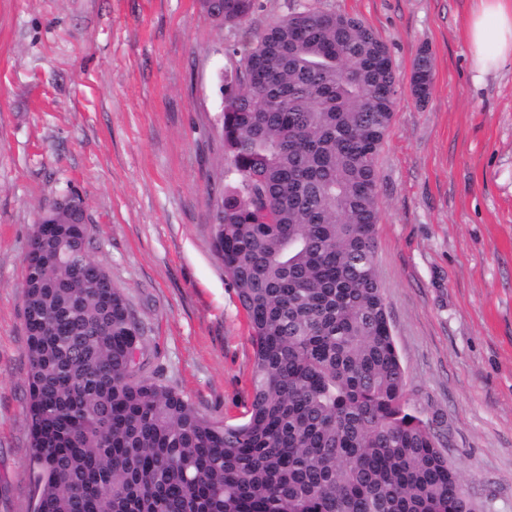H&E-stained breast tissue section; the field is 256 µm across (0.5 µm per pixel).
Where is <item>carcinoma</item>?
<instances>
[{
    "label": "carcinoma",
    "mask_w": 512,
    "mask_h": 512,
    "mask_svg": "<svg viewBox=\"0 0 512 512\" xmlns=\"http://www.w3.org/2000/svg\"><path fill=\"white\" fill-rule=\"evenodd\" d=\"M201 3L227 26L255 7ZM234 53L214 249L255 352L246 419L207 418L147 374L92 225L53 211L22 294L37 512H472L409 406L374 264L396 85L386 43L356 17L306 9ZM433 84L423 48L411 94L425 103Z\"/></svg>",
    "instance_id": "obj_1"
}]
</instances>
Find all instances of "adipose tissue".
<instances>
[{
  "label": "adipose tissue",
  "instance_id": "adipose-tissue-1",
  "mask_svg": "<svg viewBox=\"0 0 512 512\" xmlns=\"http://www.w3.org/2000/svg\"><path fill=\"white\" fill-rule=\"evenodd\" d=\"M476 80L512 60V0H478L467 27Z\"/></svg>",
  "mask_w": 512,
  "mask_h": 512
}]
</instances>
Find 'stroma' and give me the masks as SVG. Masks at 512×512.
<instances>
[{"label":"stroma","instance_id":"1","mask_svg":"<svg viewBox=\"0 0 512 512\" xmlns=\"http://www.w3.org/2000/svg\"><path fill=\"white\" fill-rule=\"evenodd\" d=\"M477 0H257L240 27L200 0H0V512H31L23 283L36 220L84 198L93 255L143 328L146 369L242 421L254 369L213 248L224 76L288 10L360 18L398 77L376 159L374 262L411 406L475 512H512V62L474 84ZM427 103L408 79L421 47ZM434 73L431 53L423 48L418 53L412 67L410 77V91L419 103H426L433 90Z\"/></svg>","mask_w":512,"mask_h":512}]
</instances>
